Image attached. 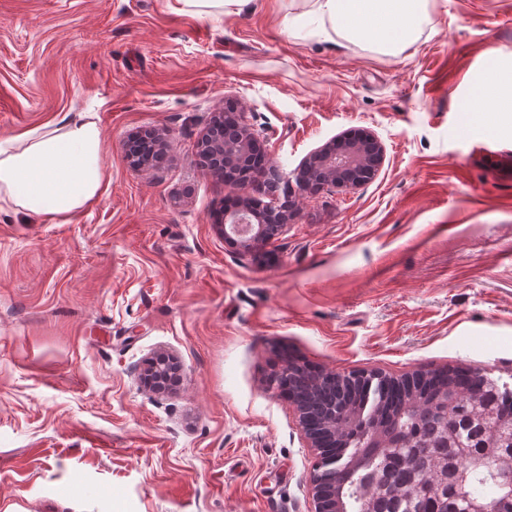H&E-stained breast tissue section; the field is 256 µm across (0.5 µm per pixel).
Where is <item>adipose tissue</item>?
<instances>
[{
  "instance_id": "adipose-tissue-1",
  "label": "adipose tissue",
  "mask_w": 512,
  "mask_h": 512,
  "mask_svg": "<svg viewBox=\"0 0 512 512\" xmlns=\"http://www.w3.org/2000/svg\"><path fill=\"white\" fill-rule=\"evenodd\" d=\"M315 12L349 38H376L399 53L416 39L427 0H315ZM101 133L74 121L16 148L0 141V209L22 208L66 223L100 193Z\"/></svg>"
}]
</instances>
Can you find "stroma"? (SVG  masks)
Returning <instances> with one entry per match:
<instances>
[{"label": "stroma", "mask_w": 512, "mask_h": 512, "mask_svg": "<svg viewBox=\"0 0 512 512\" xmlns=\"http://www.w3.org/2000/svg\"><path fill=\"white\" fill-rule=\"evenodd\" d=\"M172 3L0 0V137L83 116L106 171L68 223L0 210V512H312L318 457L271 386L289 360L512 387V118L472 105L488 55L512 78V0H429L399 54L312 0ZM228 100L288 178L351 131L384 163L293 190L242 252L214 222L232 187L194 162ZM145 130L155 167L126 158ZM160 351L181 381L158 394ZM142 380L154 392L165 393L179 380V366L173 357L156 354L148 361Z\"/></svg>", "instance_id": "stroma-1"}]
</instances>
